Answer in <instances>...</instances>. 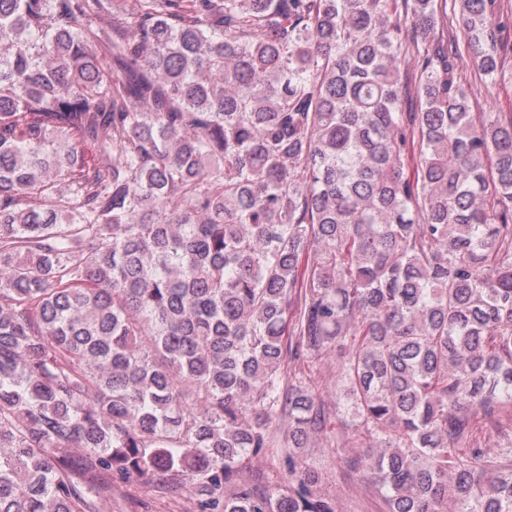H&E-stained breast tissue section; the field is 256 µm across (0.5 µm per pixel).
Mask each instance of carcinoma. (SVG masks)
Returning a JSON list of instances; mask_svg holds the SVG:
<instances>
[{"label": "carcinoma", "mask_w": 512, "mask_h": 512, "mask_svg": "<svg viewBox=\"0 0 512 512\" xmlns=\"http://www.w3.org/2000/svg\"><path fill=\"white\" fill-rule=\"evenodd\" d=\"M505 13L0 0V512H112L114 475L336 512L292 452L327 359L385 512H512L474 435L512 409V112L456 65L498 75ZM251 468L253 476L262 484L270 488L276 485L280 474V461L276 456L267 455L254 459Z\"/></svg>", "instance_id": "cac0c4a2"}]
</instances>
